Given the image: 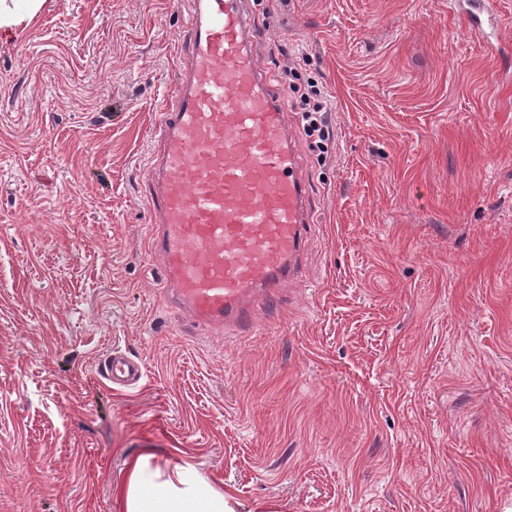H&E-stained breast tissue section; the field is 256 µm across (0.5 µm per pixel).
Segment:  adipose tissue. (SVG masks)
<instances>
[{
  "instance_id": "ef3b65f1",
  "label": "adipose tissue",
  "mask_w": 512,
  "mask_h": 512,
  "mask_svg": "<svg viewBox=\"0 0 512 512\" xmlns=\"http://www.w3.org/2000/svg\"><path fill=\"white\" fill-rule=\"evenodd\" d=\"M120 496L125 501V512H234L223 492L192 466H174L163 477L151 469L145 456L130 463Z\"/></svg>"
}]
</instances>
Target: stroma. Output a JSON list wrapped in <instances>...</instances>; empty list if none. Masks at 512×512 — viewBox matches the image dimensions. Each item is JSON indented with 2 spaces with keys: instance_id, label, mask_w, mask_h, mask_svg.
<instances>
[{
  "instance_id": "stroma-1",
  "label": "stroma",
  "mask_w": 512,
  "mask_h": 512,
  "mask_svg": "<svg viewBox=\"0 0 512 512\" xmlns=\"http://www.w3.org/2000/svg\"><path fill=\"white\" fill-rule=\"evenodd\" d=\"M275 85L335 106L302 274L256 333L189 323L147 175L191 0L0 30V512H122L132 458L237 512H512V60L450 0H250ZM145 367L133 389L103 365ZM104 369L109 383L123 388L136 387L145 375L142 363L129 358L121 351L112 352Z\"/></svg>"
}]
</instances>
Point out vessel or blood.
Listing matches in <instances>:
<instances>
[{
    "instance_id": "vessel-or-blood-1",
    "label": "vessel or blood",
    "mask_w": 512,
    "mask_h": 512,
    "mask_svg": "<svg viewBox=\"0 0 512 512\" xmlns=\"http://www.w3.org/2000/svg\"><path fill=\"white\" fill-rule=\"evenodd\" d=\"M177 37L178 81L155 128L149 176L152 253L168 297L197 323L253 332L298 278L314 213L282 98L251 49L249 0H192ZM486 34V0H464ZM110 384L136 387L137 360L112 352Z\"/></svg>"
}]
</instances>
